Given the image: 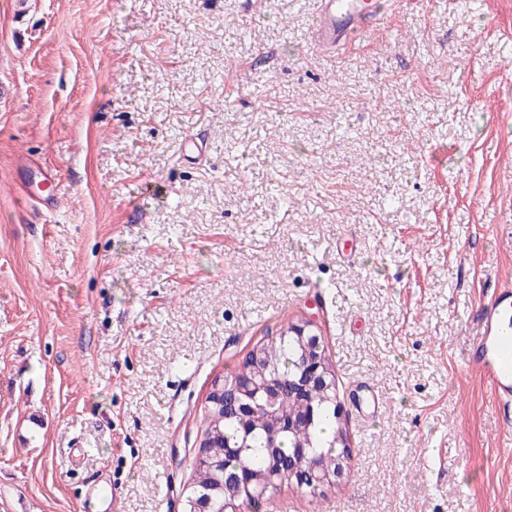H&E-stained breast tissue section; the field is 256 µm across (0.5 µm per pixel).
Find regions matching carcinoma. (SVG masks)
I'll return each mask as SVG.
<instances>
[{
	"mask_svg": "<svg viewBox=\"0 0 512 512\" xmlns=\"http://www.w3.org/2000/svg\"><path fill=\"white\" fill-rule=\"evenodd\" d=\"M298 325L257 345L229 386L206 398L204 427L184 512H233L268 499L289 484L285 476L269 478L288 457L305 456L333 471L347 450L340 426L336 387L303 392L289 381L303 368ZM251 407L241 412L243 404Z\"/></svg>",
	"mask_w": 512,
	"mask_h": 512,
	"instance_id": "obj_1",
	"label": "carcinoma"
}]
</instances>
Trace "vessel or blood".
Wrapping results in <instances>:
<instances>
[{"instance_id":"vessel-or-blood-1","label":"vessel or blood","mask_w":512,"mask_h":512,"mask_svg":"<svg viewBox=\"0 0 512 512\" xmlns=\"http://www.w3.org/2000/svg\"><path fill=\"white\" fill-rule=\"evenodd\" d=\"M383 17L374 0H317L313 39L326 53L355 41ZM512 287L494 289L482 315V332L470 354L503 410L512 409Z\"/></svg>"}]
</instances>
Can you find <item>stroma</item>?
<instances>
[{
  "label": "stroma",
  "instance_id": "1",
  "mask_svg": "<svg viewBox=\"0 0 512 512\" xmlns=\"http://www.w3.org/2000/svg\"><path fill=\"white\" fill-rule=\"evenodd\" d=\"M384 2L330 57L315 0H0V512H182L213 381L306 319L348 469L250 512H512L466 365L512 285V0Z\"/></svg>",
  "mask_w": 512,
  "mask_h": 512
}]
</instances>
